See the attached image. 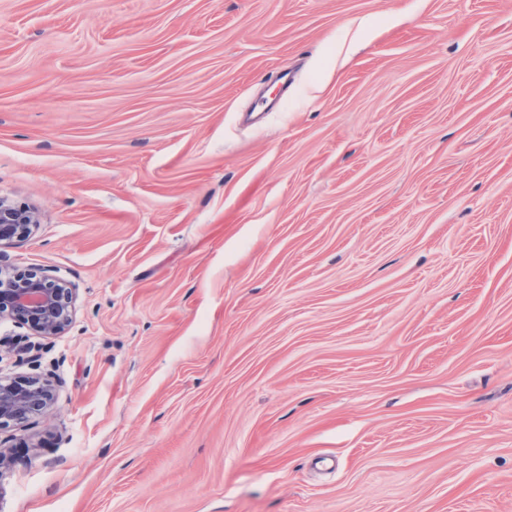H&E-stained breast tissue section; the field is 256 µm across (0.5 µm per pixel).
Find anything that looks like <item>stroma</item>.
Segmentation results:
<instances>
[{
  "instance_id": "stroma-1",
  "label": "stroma",
  "mask_w": 512,
  "mask_h": 512,
  "mask_svg": "<svg viewBox=\"0 0 512 512\" xmlns=\"http://www.w3.org/2000/svg\"><path fill=\"white\" fill-rule=\"evenodd\" d=\"M0 197V512H512V0H0ZM37 222L36 212L17 207L0 198V247L9 246L26 237ZM1 258L0 252V320L27 325L37 336L64 333L75 310L73 290L48 275L17 273ZM37 380L0 378V428L25 424L49 415L53 404L51 384Z\"/></svg>"
}]
</instances>
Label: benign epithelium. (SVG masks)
Instances as JSON below:
<instances>
[{"label":"benign epithelium","instance_id":"obj_1","mask_svg":"<svg viewBox=\"0 0 512 512\" xmlns=\"http://www.w3.org/2000/svg\"><path fill=\"white\" fill-rule=\"evenodd\" d=\"M37 222L36 212L0 198V247L26 237ZM75 310L73 290L44 274L17 273L0 262V320L28 326L33 334L56 337L69 326ZM51 384L0 378V428L45 417L52 409Z\"/></svg>","mask_w":512,"mask_h":512}]
</instances>
